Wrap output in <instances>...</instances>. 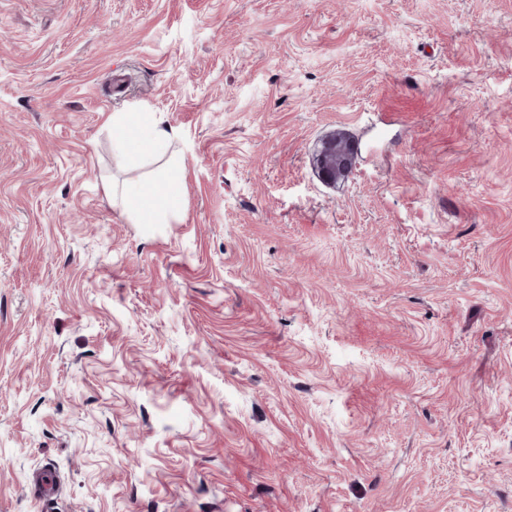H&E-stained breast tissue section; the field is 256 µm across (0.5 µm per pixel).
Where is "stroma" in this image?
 <instances>
[{
	"label": "stroma",
	"instance_id": "35a3bbf8",
	"mask_svg": "<svg viewBox=\"0 0 512 512\" xmlns=\"http://www.w3.org/2000/svg\"><path fill=\"white\" fill-rule=\"evenodd\" d=\"M116 112L175 133L169 223ZM43 467L55 512H512V0H0V512ZM128 218L134 224H166L181 210V189L167 176L128 182L122 191Z\"/></svg>",
	"mask_w": 512,
	"mask_h": 512
}]
</instances>
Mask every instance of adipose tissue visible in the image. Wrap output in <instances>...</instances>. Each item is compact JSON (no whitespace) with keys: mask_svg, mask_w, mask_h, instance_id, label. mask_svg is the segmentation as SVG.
I'll return each instance as SVG.
<instances>
[{"mask_svg":"<svg viewBox=\"0 0 512 512\" xmlns=\"http://www.w3.org/2000/svg\"><path fill=\"white\" fill-rule=\"evenodd\" d=\"M112 125L121 134L113 142L123 157L145 159L166 153L174 132L155 116L143 112H116ZM128 218L134 224H164L181 210V189L169 177L128 182L122 191Z\"/></svg>","mask_w":512,"mask_h":512,"instance_id":"adipose-tissue-1","label":"adipose tissue"}]
</instances>
